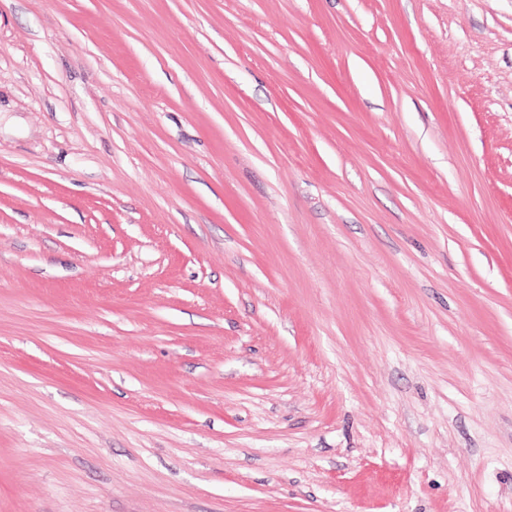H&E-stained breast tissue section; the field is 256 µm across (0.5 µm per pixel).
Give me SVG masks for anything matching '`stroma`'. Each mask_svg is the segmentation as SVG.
Instances as JSON below:
<instances>
[{"mask_svg": "<svg viewBox=\"0 0 512 512\" xmlns=\"http://www.w3.org/2000/svg\"><path fill=\"white\" fill-rule=\"evenodd\" d=\"M0 512H512V0H0Z\"/></svg>", "mask_w": 512, "mask_h": 512, "instance_id": "obj_1", "label": "stroma"}]
</instances>
